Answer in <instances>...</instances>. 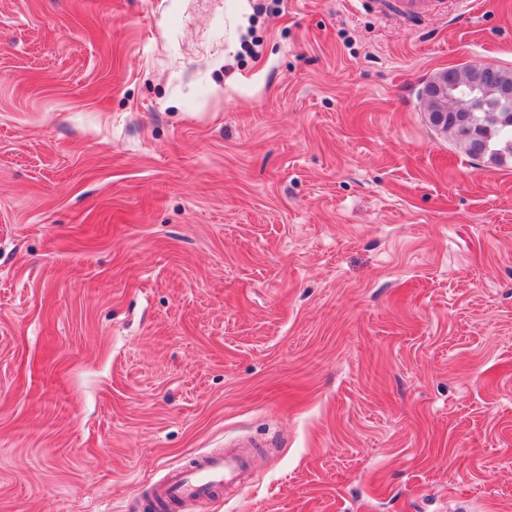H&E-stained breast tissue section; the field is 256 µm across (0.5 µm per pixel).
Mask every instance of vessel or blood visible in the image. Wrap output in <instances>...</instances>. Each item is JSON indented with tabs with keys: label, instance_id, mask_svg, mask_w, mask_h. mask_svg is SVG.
I'll return each mask as SVG.
<instances>
[{
	"label": "vessel or blood",
	"instance_id": "b4317fda",
	"mask_svg": "<svg viewBox=\"0 0 512 512\" xmlns=\"http://www.w3.org/2000/svg\"><path fill=\"white\" fill-rule=\"evenodd\" d=\"M253 466L252 453L236 449L204 455L191 466L169 470L155 496L162 503L193 504L220 490L234 495L248 487Z\"/></svg>",
	"mask_w": 512,
	"mask_h": 512
}]
</instances>
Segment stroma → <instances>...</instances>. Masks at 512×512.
<instances>
[{"label":"stroma","mask_w":512,"mask_h":512,"mask_svg":"<svg viewBox=\"0 0 512 512\" xmlns=\"http://www.w3.org/2000/svg\"><path fill=\"white\" fill-rule=\"evenodd\" d=\"M0 0V512H512V168L424 82L512 0ZM253 466L251 452L229 449L221 455H203L189 467L169 470L155 496L160 503L193 504L212 498L218 490L236 495L248 487Z\"/></svg>","instance_id":"stroma-1"}]
</instances>
